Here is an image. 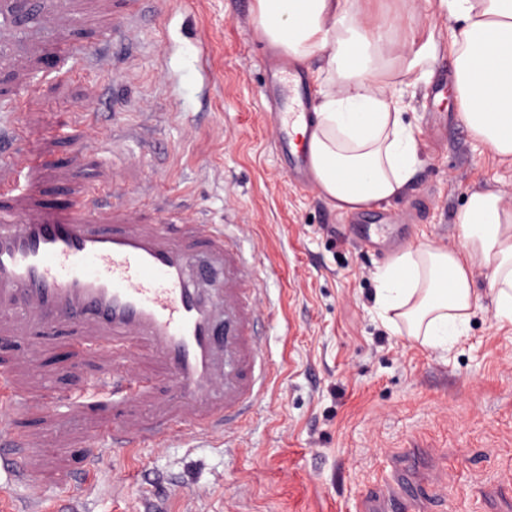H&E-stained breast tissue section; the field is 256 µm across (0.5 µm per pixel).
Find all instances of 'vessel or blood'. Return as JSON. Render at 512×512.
<instances>
[{
	"instance_id": "vessel-or-blood-1",
	"label": "vessel or blood",
	"mask_w": 512,
	"mask_h": 512,
	"mask_svg": "<svg viewBox=\"0 0 512 512\" xmlns=\"http://www.w3.org/2000/svg\"><path fill=\"white\" fill-rule=\"evenodd\" d=\"M146 0H0V74L20 87L67 62L121 66L105 52L131 39ZM108 15L99 44L76 48L63 33L90 7ZM278 143L310 121L299 105L273 111ZM27 126L0 133V343L19 336L68 337L71 358L93 367L94 396H68L82 435L16 427L48 415L47 395H26L37 365L17 354L0 362V436L11 446L13 479L64 484L90 473L116 448H166L175 433L221 435L245 421L273 376L258 326L264 283L224 225L147 218L110 177L74 190L59 210L41 200L44 180L71 181L79 157L28 163ZM415 458L367 490L361 512H416L439 500Z\"/></svg>"
}]
</instances>
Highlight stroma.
I'll return each instance as SVG.
<instances>
[{
	"label": "stroma",
	"instance_id": "35a3bbf8",
	"mask_svg": "<svg viewBox=\"0 0 512 512\" xmlns=\"http://www.w3.org/2000/svg\"><path fill=\"white\" fill-rule=\"evenodd\" d=\"M252 0L147 4L120 73L66 66L38 78L43 107L18 118L28 157L69 160L80 124L100 135L73 186L113 174L146 213L165 199L182 217L225 225L256 252L275 313L260 333L278 368L245 423L226 436H180L167 448L118 450L86 475L82 493L32 492L0 468V512L41 500L44 512H356L361 496L407 449L436 479L446 512H502L512 490V325L493 309L451 351L386 328L373 309L388 254L361 245L357 224L401 225L416 243L459 245L457 215L473 192L512 199V157L476 142L456 109H430L431 87L408 97L421 169L404 195L351 215L299 188L271 143L266 90L281 63L255 30ZM417 40L434 38L433 74L451 69L448 21L431 0H390ZM99 88L87 99L86 87ZM62 346L41 356L36 387L83 430L64 396L90 370L68 372Z\"/></svg>",
	"mask_w": 512,
	"mask_h": 512
}]
</instances>
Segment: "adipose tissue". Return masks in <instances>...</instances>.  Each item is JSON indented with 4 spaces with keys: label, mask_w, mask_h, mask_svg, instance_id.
Here are the masks:
<instances>
[{
    "label": "adipose tissue",
    "mask_w": 512,
    "mask_h": 512,
    "mask_svg": "<svg viewBox=\"0 0 512 512\" xmlns=\"http://www.w3.org/2000/svg\"><path fill=\"white\" fill-rule=\"evenodd\" d=\"M452 20L451 89L460 119L498 156H512V0H437ZM258 36L316 87L309 166L324 199L354 213L402 196L421 164L405 97L428 84L431 42H397L389 14L366 0H253ZM455 249L419 244L377 274L375 308L399 335L450 351L482 308L472 272H486L495 317L512 325V200L475 192Z\"/></svg>",
    "instance_id": "1"
}]
</instances>
